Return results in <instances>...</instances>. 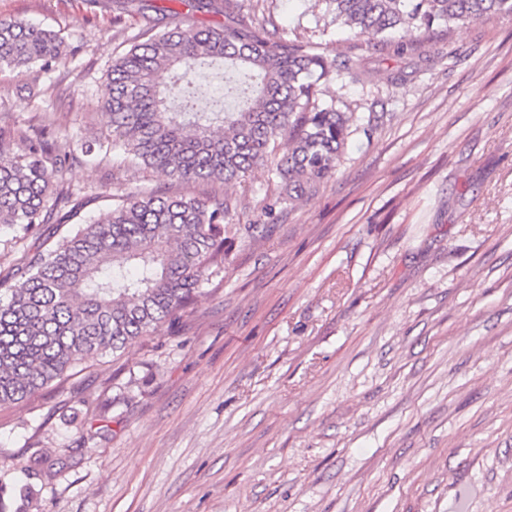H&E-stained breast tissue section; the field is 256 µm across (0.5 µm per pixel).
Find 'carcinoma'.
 Listing matches in <instances>:
<instances>
[{
  "instance_id": "cac0c4a2",
  "label": "carcinoma",
  "mask_w": 512,
  "mask_h": 512,
  "mask_svg": "<svg viewBox=\"0 0 512 512\" xmlns=\"http://www.w3.org/2000/svg\"><path fill=\"white\" fill-rule=\"evenodd\" d=\"M247 0H181L162 30L133 45L107 74L103 105L112 136L77 139L59 154L45 128L20 133L14 151L0 132V229L18 242L41 224H59L74 192L65 166L95 153L124 155L133 171L176 182L242 181L281 152L277 191L264 213L308 197L330 179L354 113L323 99L322 86L357 82L360 58L329 59L306 37L273 40ZM337 24L376 45L396 33L419 37L436 27L512 14V0H325ZM114 16L145 15L135 0H112ZM196 13L224 17L200 25ZM55 31L0 20V69L35 78L74 57ZM221 61L233 72L222 93L196 80ZM172 72L173 84L161 83ZM224 197L129 191L117 207L25 253L0 276V404H21L91 359L123 353L172 324L224 277L235 240L260 225L231 224ZM62 460L38 457L20 468L53 478Z\"/></svg>"
}]
</instances>
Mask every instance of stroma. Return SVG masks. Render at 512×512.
I'll list each match as a JSON object with an SVG mask.
<instances>
[{
  "label": "stroma",
  "instance_id": "1",
  "mask_svg": "<svg viewBox=\"0 0 512 512\" xmlns=\"http://www.w3.org/2000/svg\"><path fill=\"white\" fill-rule=\"evenodd\" d=\"M77 46L33 80L0 71V129L50 125L59 145L110 132L100 100L144 28L112 0H0ZM368 61L325 88L355 126L335 175L235 245L192 312L22 405L0 406V476L33 458L23 512H512V15L464 23L399 55L334 25ZM426 66L388 83L418 57ZM78 219L127 189L228 197L262 220L267 169L228 185L69 166ZM109 186L111 196L99 193ZM57 461L50 460L47 457H38L33 460L31 465H26L20 468V473L27 479L34 476H43L46 478H54L58 471L64 468L65 463L61 459Z\"/></svg>",
  "mask_w": 512,
  "mask_h": 512
}]
</instances>
